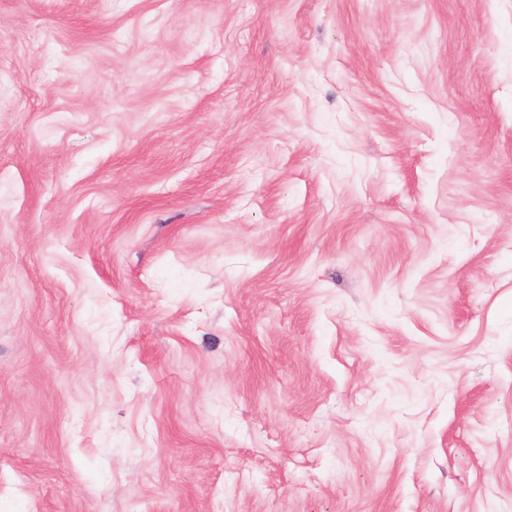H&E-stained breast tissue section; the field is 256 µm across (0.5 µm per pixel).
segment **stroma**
I'll use <instances>...</instances> for the list:
<instances>
[{
    "label": "stroma",
    "mask_w": 512,
    "mask_h": 512,
    "mask_svg": "<svg viewBox=\"0 0 512 512\" xmlns=\"http://www.w3.org/2000/svg\"><path fill=\"white\" fill-rule=\"evenodd\" d=\"M0 512H512V0H0Z\"/></svg>",
    "instance_id": "stroma-1"
}]
</instances>
